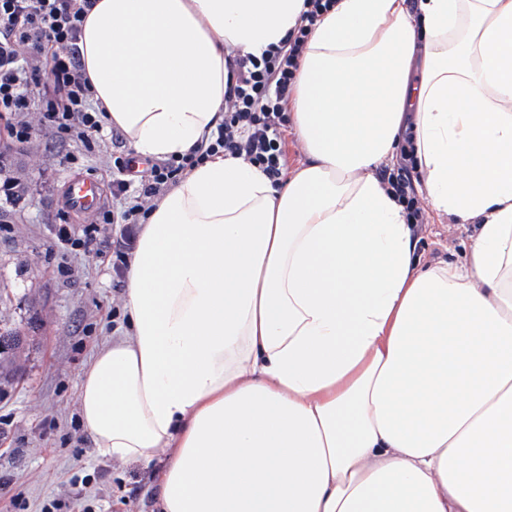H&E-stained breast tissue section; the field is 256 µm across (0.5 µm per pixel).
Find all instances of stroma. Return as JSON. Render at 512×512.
Segmentation results:
<instances>
[{"label": "stroma", "mask_w": 512, "mask_h": 512, "mask_svg": "<svg viewBox=\"0 0 512 512\" xmlns=\"http://www.w3.org/2000/svg\"><path fill=\"white\" fill-rule=\"evenodd\" d=\"M33 136L14 169L27 183L24 201L8 208L0 223V304L26 339L24 369L0 387V512H158L154 488L160 462L108 459L95 453L80 421L77 380L97 347L125 325L123 288L94 253L58 244L59 225L80 232L89 216L62 210L68 178L97 180L112 195V152L74 147V160L46 156ZM422 263L464 261L470 225L426 211L416 228Z\"/></svg>", "instance_id": "obj_1"}]
</instances>
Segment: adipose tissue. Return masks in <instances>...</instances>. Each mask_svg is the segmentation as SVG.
Instances as JSON below:
<instances>
[{
    "instance_id": "adipose-tissue-1",
    "label": "adipose tissue",
    "mask_w": 512,
    "mask_h": 512,
    "mask_svg": "<svg viewBox=\"0 0 512 512\" xmlns=\"http://www.w3.org/2000/svg\"><path fill=\"white\" fill-rule=\"evenodd\" d=\"M303 0H96L106 126L167 160L224 118V53ZM309 161L281 187L221 153L148 212L128 337L79 378L100 456L164 455L160 512H512V0H338L300 61ZM414 128L467 260L419 264L375 170Z\"/></svg>"
}]
</instances>
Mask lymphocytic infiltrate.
<instances>
[{
	"label": "lymphocytic infiltrate",
	"instance_id": "lymphocytic-infiltrate-1",
	"mask_svg": "<svg viewBox=\"0 0 512 512\" xmlns=\"http://www.w3.org/2000/svg\"><path fill=\"white\" fill-rule=\"evenodd\" d=\"M335 5L336 0H304L298 24L283 42L258 56L230 52L224 93L228 108L216 138L181 157L151 163L136 176L129 172L128 158L113 156V209L103 212L101 224L85 226L82 237L59 228L58 241L75 250L98 243V256L111 258L113 272L122 273L146 214L184 171L220 151L258 167L272 185L282 184L287 176L288 102L300 58L311 32ZM93 7V0H0V119H6L8 129L7 141L0 144L2 201L20 197L13 156L35 133L44 134L46 152L69 160L74 143L90 151L101 138L100 109L81 71L80 37ZM413 138L411 130L403 131L400 160L380 178L403 206L408 223L420 224L424 210L414 190ZM105 223L112 227L107 235L101 230Z\"/></svg>",
	"mask_w": 512,
	"mask_h": 512
}]
</instances>
